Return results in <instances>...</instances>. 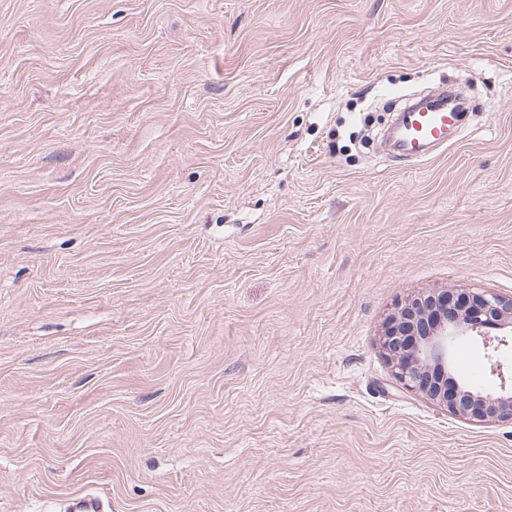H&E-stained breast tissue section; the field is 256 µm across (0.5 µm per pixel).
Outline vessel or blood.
Listing matches in <instances>:
<instances>
[{
    "label": "vessel or blood",
    "mask_w": 512,
    "mask_h": 512,
    "mask_svg": "<svg viewBox=\"0 0 512 512\" xmlns=\"http://www.w3.org/2000/svg\"><path fill=\"white\" fill-rule=\"evenodd\" d=\"M460 128V115L449 110L446 94L429 95L400 112L393 149L399 156L422 162L430 149L447 146Z\"/></svg>",
    "instance_id": "obj_1"
}]
</instances>
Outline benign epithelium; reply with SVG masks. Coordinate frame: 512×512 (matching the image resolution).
I'll use <instances>...</instances> for the list:
<instances>
[{
  "instance_id": "obj_1",
  "label": "benign epithelium",
  "mask_w": 512,
  "mask_h": 512,
  "mask_svg": "<svg viewBox=\"0 0 512 512\" xmlns=\"http://www.w3.org/2000/svg\"><path fill=\"white\" fill-rule=\"evenodd\" d=\"M465 336L485 351L497 390L481 392L450 370L448 340ZM512 345V298L489 291L433 289L398 306L381 347L395 378L448 412L477 422L512 421V364L499 352Z\"/></svg>"
}]
</instances>
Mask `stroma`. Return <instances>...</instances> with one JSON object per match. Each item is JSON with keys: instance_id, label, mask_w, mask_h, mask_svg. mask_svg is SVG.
I'll use <instances>...</instances> for the list:
<instances>
[{"instance_id": "1", "label": "stroma", "mask_w": 512, "mask_h": 512, "mask_svg": "<svg viewBox=\"0 0 512 512\" xmlns=\"http://www.w3.org/2000/svg\"><path fill=\"white\" fill-rule=\"evenodd\" d=\"M433 288L512 298V0H0V512H512L381 350ZM447 97V92L429 95L400 112L392 145L400 157L423 162L430 149L448 147L454 134L457 140L461 128L459 112L466 109V95L460 92L456 97L459 112L448 109Z\"/></svg>"}]
</instances>
